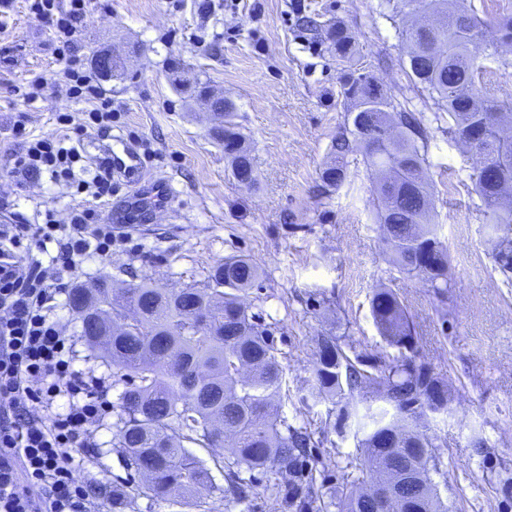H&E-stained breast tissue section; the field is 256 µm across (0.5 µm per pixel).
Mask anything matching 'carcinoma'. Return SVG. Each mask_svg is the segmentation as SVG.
<instances>
[{
  "label": "carcinoma",
  "instance_id": "obj_1",
  "mask_svg": "<svg viewBox=\"0 0 512 512\" xmlns=\"http://www.w3.org/2000/svg\"><path fill=\"white\" fill-rule=\"evenodd\" d=\"M401 37L406 44L410 76L436 101L434 121L448 124V135L470 151V127L482 113L494 112L512 124V102L482 98L476 87L477 59L494 61L472 5L465 0H401ZM435 18L419 26V15ZM328 38L336 56L351 59L358 53L346 30L333 26ZM341 95L351 102L347 123L336 135L332 157L321 172L327 191L337 190L350 177L349 156L374 128L397 130L383 148L363 153V164L378 200V230L389 262L398 271L420 279L441 303L443 320L452 316L447 300L454 283L448 275V248L439 239L423 165L427 132L423 117L387 96L373 77L353 70L345 75ZM235 107L224 100V157L231 175L251 188L256 183L251 150L234 122ZM485 156L502 168L504 186L474 183L484 215L495 231L491 241L496 269L512 284V140H502L497 129L482 143ZM436 253L430 271L415 266L420 253ZM260 268L250 258L233 255L217 264L202 287L191 285L190 301L151 279L118 294L108 280L98 283L93 298L104 324L132 307H142L141 318L112 334L104 347L121 372L115 422L118 447L135 469H144L138 493L165 498L179 490L189 495L197 512H215L213 485L203 460L188 449L221 447L223 436L236 442L224 462V499H239L245 479L241 471H270L291 481L300 459L311 445L310 434L289 424L275 401L283 391V371L273 339L259 317L249 311L241 292L255 285ZM371 313L380 336L398 354L379 363L360 355L342 337L325 333L316 338L314 369L318 400L336 402L356 394L360 403L340 407L342 427L354 428L355 447L365 471L352 484L366 480L389 485L401 473L419 480L418 498L400 512H448L437 493L433 475L441 472L438 449L446 442L430 431L428 419L451 397L448 383L412 346L415 330L405 305L391 288L381 285L371 298ZM394 433L396 448L411 452L392 463L395 448H381L377 440ZM337 512H376L375 499L342 491L330 500Z\"/></svg>",
  "mask_w": 512,
  "mask_h": 512
}]
</instances>
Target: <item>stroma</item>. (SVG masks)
<instances>
[{
  "label": "stroma",
  "instance_id": "obj_1",
  "mask_svg": "<svg viewBox=\"0 0 512 512\" xmlns=\"http://www.w3.org/2000/svg\"><path fill=\"white\" fill-rule=\"evenodd\" d=\"M399 5L94 0L81 23L78 46L87 61L106 51L121 61L111 76L95 77L112 100L113 133L139 145L145 182L169 185L173 198L135 229L115 228L111 257L86 264L79 284L106 278L130 285L150 277L177 289L204 283L224 257L251 258L262 275L245 301L277 349L288 384L281 414L312 433L291 484L252 472L247 497L217 502L216 512H320L358 476L362 459L353 437L337 426L338 406L311 395L315 338L333 332L370 362L392 355L371 315L370 299L382 284L405 305L420 359L452 389L450 412L431 418L448 443L435 482L449 512H512V488L495 480L501 467L512 469V287L495 268L491 230L469 179L473 161L432 123L433 101L405 72L406 50L392 19ZM307 17L320 30L307 28ZM336 22L358 44L357 68L429 120L424 168L457 283L450 322H442L422 281L389 263L366 175L329 194L322 189L320 173L348 108L340 94L345 65L323 30ZM196 77L234 102L254 158V187L232 178L190 86ZM36 78L42 86L35 102L15 96V86ZM477 87L485 98H511L512 52L485 62ZM86 109L68 95L48 26L28 0H11L0 15V196L14 199L28 223H43L49 212L69 223L77 204L105 213L127 193L117 183L97 199L72 194L46 173L22 186L9 177L29 141L62 132L63 115L79 126ZM113 432L108 420L95 427L98 448L79 471L106 492L139 480ZM477 435L488 447H472Z\"/></svg>",
  "mask_w": 512,
  "mask_h": 512
}]
</instances>
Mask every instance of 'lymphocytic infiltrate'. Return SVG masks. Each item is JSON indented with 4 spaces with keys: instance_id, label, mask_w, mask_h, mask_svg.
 I'll use <instances>...</instances> for the list:
<instances>
[{
    "instance_id": "f902f5d3",
    "label": "lymphocytic infiltrate",
    "mask_w": 512,
    "mask_h": 512,
    "mask_svg": "<svg viewBox=\"0 0 512 512\" xmlns=\"http://www.w3.org/2000/svg\"><path fill=\"white\" fill-rule=\"evenodd\" d=\"M91 0H32L64 61L73 98L90 103L87 125L112 131V102L73 49ZM79 140L69 134L30 143L10 171L16 179L42 171L101 198L112 193V162L92 172L75 171ZM53 239L49 261L16 260L0 274V512H99L87 482L76 474L77 454L92 455V428L111 413L110 377L76 368L75 343L57 318L69 297L66 274L92 259L112 255V227L94 210L76 211L70 223L47 217L41 224H1L0 255L22 240Z\"/></svg>"
}]
</instances>
